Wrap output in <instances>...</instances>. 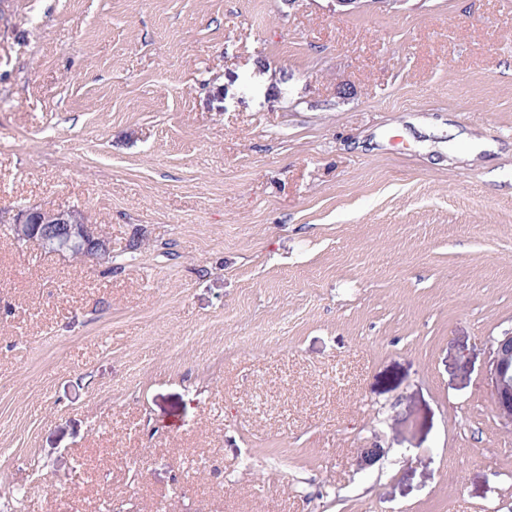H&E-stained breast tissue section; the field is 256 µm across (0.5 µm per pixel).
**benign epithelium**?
<instances>
[{
	"mask_svg": "<svg viewBox=\"0 0 512 512\" xmlns=\"http://www.w3.org/2000/svg\"><path fill=\"white\" fill-rule=\"evenodd\" d=\"M13 237L56 244L74 256L100 257L110 250L95 236L82 214L74 209L43 210L34 216L23 212L14 220ZM491 396L500 420L512 426V330L494 340Z\"/></svg>",
	"mask_w": 512,
	"mask_h": 512,
	"instance_id": "benign-epithelium-1",
	"label": "benign epithelium"
}]
</instances>
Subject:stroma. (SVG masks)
<instances>
[{"instance_id": "stroma-1", "label": "stroma", "mask_w": 512, "mask_h": 512, "mask_svg": "<svg viewBox=\"0 0 512 512\" xmlns=\"http://www.w3.org/2000/svg\"><path fill=\"white\" fill-rule=\"evenodd\" d=\"M28 206L0 512H512V0H0ZM13 237L56 244L73 256L100 257L110 246L105 239L95 236L82 214L74 209L43 210L34 216L25 212L14 220ZM491 396L498 417L512 427V330L494 340Z\"/></svg>"}]
</instances>
